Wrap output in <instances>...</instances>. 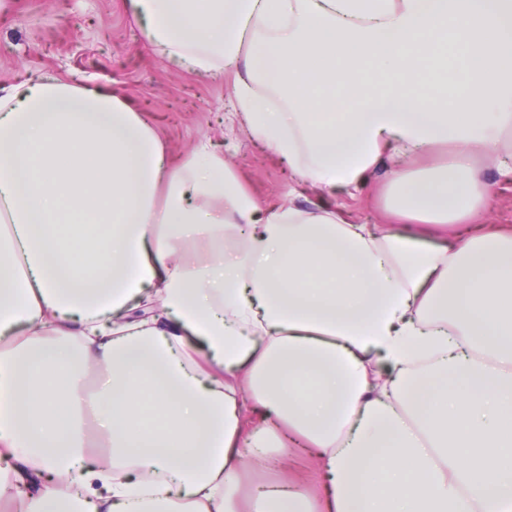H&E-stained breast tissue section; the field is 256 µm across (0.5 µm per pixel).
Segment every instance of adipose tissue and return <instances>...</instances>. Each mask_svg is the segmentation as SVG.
<instances>
[{"instance_id": "ef3b65f1", "label": "adipose tissue", "mask_w": 512, "mask_h": 512, "mask_svg": "<svg viewBox=\"0 0 512 512\" xmlns=\"http://www.w3.org/2000/svg\"><path fill=\"white\" fill-rule=\"evenodd\" d=\"M310 186L385 150L404 224L268 212L123 98L0 87V499L17 512H512V0H131ZM96 388H89V379ZM109 450L100 461L88 431ZM308 449L320 493L282 470ZM281 477L270 481L271 469ZM487 183L496 184V192L485 198L483 206L476 217L465 224H510L512 226V189L511 183L505 182L494 166L484 169Z\"/></svg>"}]
</instances>
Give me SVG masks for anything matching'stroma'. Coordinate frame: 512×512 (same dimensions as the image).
I'll return each instance as SVG.
<instances>
[{
	"instance_id": "1",
	"label": "stroma",
	"mask_w": 512,
	"mask_h": 512,
	"mask_svg": "<svg viewBox=\"0 0 512 512\" xmlns=\"http://www.w3.org/2000/svg\"><path fill=\"white\" fill-rule=\"evenodd\" d=\"M48 72L88 79L126 98L164 140L174 161L202 141L223 151L245 191L263 208L281 205L297 176L272 147L231 121L234 71L216 77L189 70L147 40L130 0H0V86ZM443 148L383 159L358 189H308L299 205H323L357 224H392L387 192L395 175L412 176L439 165ZM484 179L496 191L475 221L512 225V184L489 166Z\"/></svg>"
}]
</instances>
